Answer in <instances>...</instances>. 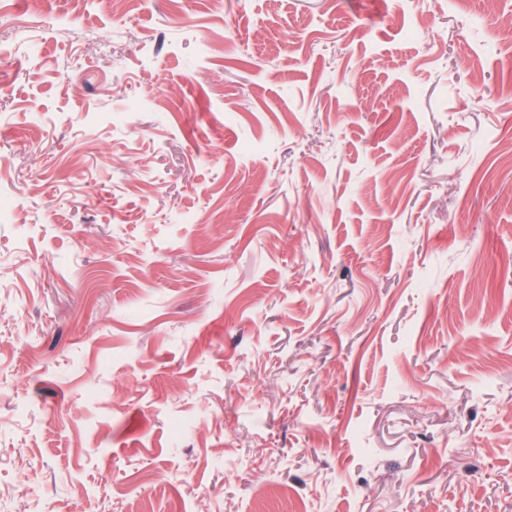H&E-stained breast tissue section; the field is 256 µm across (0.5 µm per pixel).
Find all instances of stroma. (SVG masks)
<instances>
[{"mask_svg":"<svg viewBox=\"0 0 512 512\" xmlns=\"http://www.w3.org/2000/svg\"><path fill=\"white\" fill-rule=\"evenodd\" d=\"M0 512H512V0H0Z\"/></svg>","mask_w":512,"mask_h":512,"instance_id":"obj_1","label":"stroma"}]
</instances>
